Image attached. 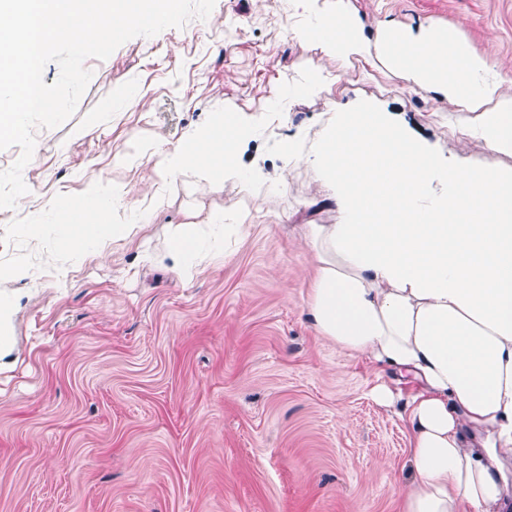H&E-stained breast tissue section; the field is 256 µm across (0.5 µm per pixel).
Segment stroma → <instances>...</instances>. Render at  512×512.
Returning a JSON list of instances; mask_svg holds the SVG:
<instances>
[{
  "mask_svg": "<svg viewBox=\"0 0 512 512\" xmlns=\"http://www.w3.org/2000/svg\"><path fill=\"white\" fill-rule=\"evenodd\" d=\"M352 3L370 20H431L512 67V0ZM299 25L290 0H216L206 20L87 59L74 115L36 130L26 203L0 215V270L25 271L0 280L20 297L7 328L18 355L0 364V512H401L409 428L369 397L365 361L306 315L309 250L292 227L336 223V210L276 143L316 133L337 103L375 99L443 152L476 167L490 154L449 133L447 104L356 62L342 91L298 102L241 147L253 182L160 170L225 106L258 114L288 80L335 69ZM120 87L135 102L115 101ZM102 185L122 191L104 237L138 209L151 224L98 255L64 250L47 207ZM225 210L249 223L230 258L189 278L142 262L168 225Z\"/></svg>",
  "mask_w": 512,
  "mask_h": 512,
  "instance_id": "stroma-1",
  "label": "stroma"
}]
</instances>
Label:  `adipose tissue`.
I'll use <instances>...</instances> for the list:
<instances>
[{
	"label": "adipose tissue",
	"mask_w": 512,
	"mask_h": 512,
	"mask_svg": "<svg viewBox=\"0 0 512 512\" xmlns=\"http://www.w3.org/2000/svg\"><path fill=\"white\" fill-rule=\"evenodd\" d=\"M299 34L328 59L379 62L448 105V130L512 158V72L433 22L368 23L351 0H293ZM265 123L232 117L168 153L167 175L196 167L211 184L248 182L241 146ZM309 165L338 214L300 224L313 270L307 316L325 340L416 383L381 406L410 429L403 512H512V168L439 153L377 101L328 113L316 134L279 143ZM244 218L173 224L165 253L142 261L189 275L224 255Z\"/></svg>",
	"instance_id": "obj_1"
}]
</instances>
